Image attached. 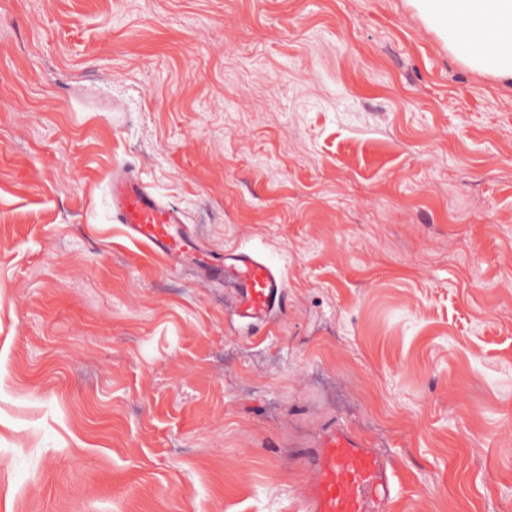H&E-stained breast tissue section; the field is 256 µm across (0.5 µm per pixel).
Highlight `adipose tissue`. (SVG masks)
<instances>
[{
  "label": "adipose tissue",
  "mask_w": 512,
  "mask_h": 512,
  "mask_svg": "<svg viewBox=\"0 0 512 512\" xmlns=\"http://www.w3.org/2000/svg\"><path fill=\"white\" fill-rule=\"evenodd\" d=\"M449 51L472 70L512 83V0H411Z\"/></svg>",
  "instance_id": "adipose-tissue-1"
}]
</instances>
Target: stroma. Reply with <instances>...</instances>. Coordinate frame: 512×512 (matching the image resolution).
Instances as JSON below:
<instances>
[{"label": "stroma", "instance_id": "stroma-1", "mask_svg": "<svg viewBox=\"0 0 512 512\" xmlns=\"http://www.w3.org/2000/svg\"><path fill=\"white\" fill-rule=\"evenodd\" d=\"M125 164L282 311L129 241ZM333 422L389 512H512V84L410 0H0V512H303Z\"/></svg>", "mask_w": 512, "mask_h": 512}]
</instances>
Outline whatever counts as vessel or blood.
I'll return each instance as SVG.
<instances>
[{"mask_svg":"<svg viewBox=\"0 0 512 512\" xmlns=\"http://www.w3.org/2000/svg\"><path fill=\"white\" fill-rule=\"evenodd\" d=\"M112 219L128 238L148 246L171 267L186 263L202 276L223 280L240 319L265 325L285 301L286 284L260 257L236 251L216 255L188 232L179 212L162 203L130 166L110 176ZM308 480L301 492L305 512H385L399 490L398 474L388 456L369 447L343 424H330L304 455Z\"/></svg>","mask_w":512,"mask_h":512,"instance_id":"1","label":"vessel or blood"}]
</instances>
